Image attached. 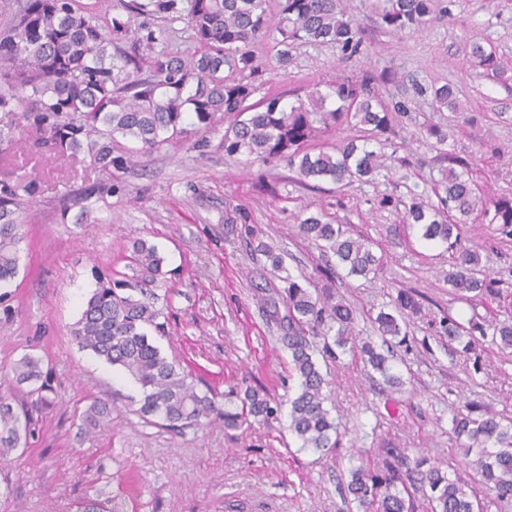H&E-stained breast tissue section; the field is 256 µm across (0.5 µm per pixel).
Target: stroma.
Returning <instances> with one entry per match:
<instances>
[{
  "label": "stroma",
  "instance_id": "obj_1",
  "mask_svg": "<svg viewBox=\"0 0 512 512\" xmlns=\"http://www.w3.org/2000/svg\"><path fill=\"white\" fill-rule=\"evenodd\" d=\"M344 3L365 34L366 53L344 63L335 48L299 44L284 69L270 47L257 48L258 94L291 102L309 84L323 90L363 70L394 71L378 92L408 100L412 118L399 130L400 162L388 177L307 187L286 163L225 156L220 124L196 134L199 148L165 145L115 173L112 192L86 153H39L25 130L0 153V179L38 184L22 227L19 273L0 305V388L10 389L12 366L30 353L42 358L54 389L35 438L0 448V512H360L342 486L364 448L373 461L379 449L406 448L442 470L477 478L476 458L460 454L452 419L474 405L512 421V349L486 339L463 352L440 334L439 322L449 315L491 325L512 317V239L491 224L464 225L462 245L478 251L497 280L493 295L467 303L445 279L447 245L423 240L402 215L412 194L435 202L450 156L467 162L481 201L512 195V0H439L441 19L414 34L380 27L368 0ZM473 42L496 54L502 75L471 61ZM418 83L453 84L460 112L436 110L430 97L416 94ZM431 124L447 128L446 145L429 138ZM91 184L101 193L82 199ZM385 195L394 203L379 207ZM312 214L369 238L380 259L373 279L325 278L334 258L298 232ZM252 237L283 252L290 273L349 304L353 342L379 346L403 382L378 395V373L353 351L335 360L316 354L330 381L325 407L340 430L329 451L300 448L284 409L269 423L238 430L219 421L181 431L146 423L131 412L129 401L139 395L134 381L72 335L96 274L125 271L133 243L143 240L163 256L169 286L158 303L167 333L156 343L197 391L219 403L237 386L261 385L278 399L295 394L288 350L264 312L260 288L269 266L249 250ZM409 288L421 308L405 318L407 338L383 343L374 319ZM98 399L112 414L84 428L81 414Z\"/></svg>",
  "mask_w": 512,
  "mask_h": 512
}]
</instances>
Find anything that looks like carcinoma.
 Instances as JSON below:
<instances>
[{"label": "carcinoma", "mask_w": 512, "mask_h": 512, "mask_svg": "<svg viewBox=\"0 0 512 512\" xmlns=\"http://www.w3.org/2000/svg\"><path fill=\"white\" fill-rule=\"evenodd\" d=\"M121 7L127 18L103 21L81 0H16V7L0 28V113L11 117L7 130L0 129V146L12 141L19 125L33 130L35 146L42 153L62 154L86 150L96 169L107 179L112 171L134 164V158L186 137L189 127L208 130L224 121L221 146L228 157L244 156L266 165L285 161L302 181H331L346 186L368 183L388 169L395 147L397 127L411 118L403 100L385 102L375 95V76L360 75L331 85L324 94L314 87L306 99L285 103L270 97L251 102L259 90L254 48L272 36L271 50L286 68L297 43L332 46L348 62L365 52L362 33L347 14L343 0H277V22H270V0H126ZM381 24L396 31L414 33L440 19L435 0H370ZM184 20L200 50L191 56L155 50V31L137 38L130 49L119 46L134 17ZM470 57L486 71H500L493 52L479 43L470 44ZM419 95L431 94L436 109L458 108L449 84L429 89L418 85ZM355 123L370 127L375 146L345 139L332 151L312 153L307 146L321 133ZM135 143L121 155L114 154L117 139ZM36 184L0 182V302L5 288L18 274L22 217L35 203ZM438 205H429L418 194L405 206L404 222L417 224L423 239L456 249L448 285L465 300L492 292L494 280L481 276L479 254L460 242V225L474 211L487 224L512 237V199L501 197L492 207L479 206L468 170L450 168L435 187ZM301 236L316 242L336 257V276L370 278L380 260L370 242L353 236L341 225L320 215H309L298 224ZM255 250L265 256L273 276L284 283L267 298L269 317L284 330L282 344L290 354L289 366L298 380V391L289 400L288 429L300 447L315 451L333 448L335 420L324 407L328 381L313 358L308 335L322 336L327 352L331 345L343 349L354 323V311L331 296L313 294L288 274L283 257L259 241ZM163 259L155 247L136 242L128 256L134 275L122 272L97 275L96 287L87 300L72 334L81 347L107 364L122 370L139 387L136 413L172 429L202 427L212 417L224 428L238 429L251 422L265 423L278 407L268 393L251 386L236 387L219 408L214 398L199 394L189 374L161 354L149 331L165 333L158 296ZM285 312H280V309ZM394 312L375 318L382 336H406L401 322L416 313L420 304L408 290L398 292ZM334 332L333 342L328 333ZM441 332L450 341H465L470 351L477 336H487L484 324L464 325L442 321ZM512 348V321L494 325L492 342ZM364 360L391 388L401 380L390 373L388 360L367 341L360 347ZM15 382L30 386L34 405H50L52 392L44 376L42 359L24 355L13 367ZM10 391L0 392V447L16 449L35 436L29 413L18 412ZM110 415L109 403L97 400L82 416L91 428ZM453 434L462 442L463 455L480 449L478 465L482 484L495 491L494 503L512 500V423L491 415H473V408L453 417ZM419 482L429 488L431 512H484L479 488L460 473L448 475L424 458L409 460L404 448L381 449V462L350 470L346 491L364 512H413L414 504L400 487Z\"/></svg>", "instance_id": "1"}]
</instances>
